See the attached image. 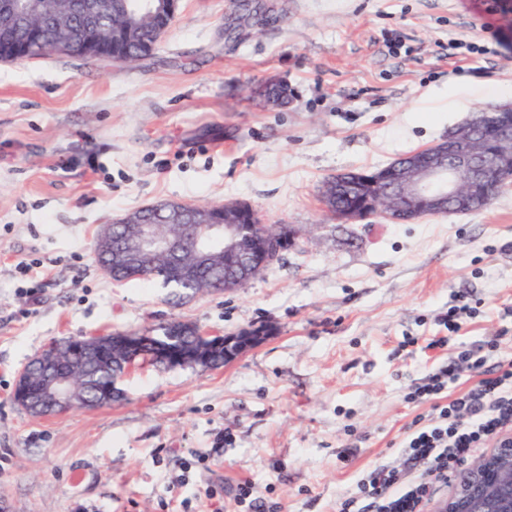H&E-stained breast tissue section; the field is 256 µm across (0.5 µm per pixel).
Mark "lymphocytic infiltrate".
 <instances>
[{
  "label": "lymphocytic infiltrate",
  "instance_id": "lymphocytic-infiltrate-1",
  "mask_svg": "<svg viewBox=\"0 0 512 512\" xmlns=\"http://www.w3.org/2000/svg\"><path fill=\"white\" fill-rule=\"evenodd\" d=\"M465 371L475 383L452 393ZM411 399L430 409L408 426L403 466L363 472L354 492L341 498L338 512H424L430 486L447 482L474 453L503 440L505 429L512 428V360L494 363L489 354L458 345ZM420 463L427 466L428 481L408 480L409 469Z\"/></svg>",
  "mask_w": 512,
  "mask_h": 512
}]
</instances>
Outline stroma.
Listing matches in <instances>:
<instances>
[{
    "mask_svg": "<svg viewBox=\"0 0 512 512\" xmlns=\"http://www.w3.org/2000/svg\"><path fill=\"white\" fill-rule=\"evenodd\" d=\"M179 0L150 58L128 68L49 56L0 62V499L13 512H336L360 474L402 465L407 395L451 348L426 349L457 291L478 307L454 337L512 360V185L484 209L344 222L324 183L382 168L512 105V0ZM495 50L462 58L454 39ZM399 42L391 52L390 42ZM287 86L286 107L256 95ZM507 99L467 100L463 88ZM243 201L306 228L233 293L173 300L113 282L102 225L159 201ZM37 260L31 280L17 264ZM275 333L222 368L137 362L123 400L30 416L17 375L54 340L169 321ZM232 441H225V433Z\"/></svg>",
    "mask_w": 512,
    "mask_h": 512,
    "instance_id": "1",
    "label": "stroma"
}]
</instances>
